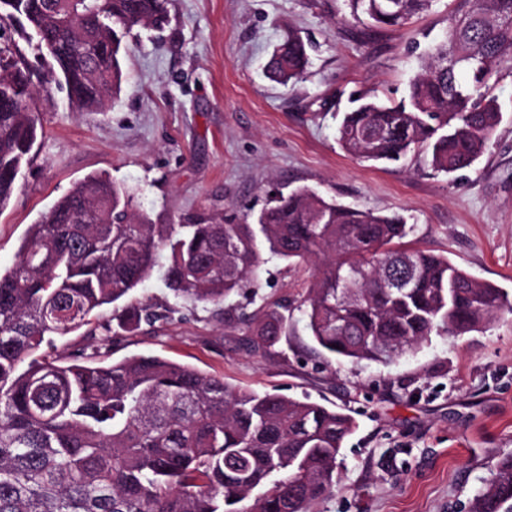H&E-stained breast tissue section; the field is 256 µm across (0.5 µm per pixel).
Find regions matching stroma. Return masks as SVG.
I'll list each match as a JSON object with an SVG mask.
<instances>
[{"mask_svg": "<svg viewBox=\"0 0 512 512\" xmlns=\"http://www.w3.org/2000/svg\"><path fill=\"white\" fill-rule=\"evenodd\" d=\"M459 0L360 43L343 0H170L163 33L139 31L123 55L120 94L102 112L72 107L49 80V57L0 20L34 72L32 107L42 134L0 211V269L17 261L30 224L89 174L139 190L156 224L221 209L243 217L271 193L307 186L405 218V245L448 258L512 292V75L494 88L495 140L450 174L423 158L373 165L345 152L336 128L352 91L400 97L448 29ZM313 46L302 80L268 78L288 30ZM315 269L270 259L256 304L289 305L291 325L273 354L253 356L218 306L176 300L162 271L133 292L169 311L161 330L121 333L113 359L152 352L229 384L333 403L356 423L335 487L316 512H470L471 501L512 454V316L463 336L441 335L388 365L320 363L298 309Z\"/></svg>", "mask_w": 512, "mask_h": 512, "instance_id": "obj_1", "label": "stroma"}]
</instances>
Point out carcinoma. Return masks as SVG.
Returning <instances> with one entry per match:
<instances>
[{
  "label": "carcinoma",
  "mask_w": 512,
  "mask_h": 512,
  "mask_svg": "<svg viewBox=\"0 0 512 512\" xmlns=\"http://www.w3.org/2000/svg\"><path fill=\"white\" fill-rule=\"evenodd\" d=\"M367 30L406 25L434 0H345ZM424 73L400 99L358 94L337 127L340 146L373 164L422 154L436 172L468 168L495 138L491 86L512 74V0H460ZM0 0L24 18L80 110L103 111L121 91L119 55L139 29L170 23L168 0ZM309 46L288 32L268 72L301 79ZM31 74L0 46V211L37 140ZM410 228L307 187L274 193L252 216L196 213L154 224L133 189L97 175L77 181L29 226L0 272V512H313L333 489L342 408L238 388L153 354L110 360L117 330L168 320L148 305L116 307L161 265L180 301L218 305L248 295L263 251L317 268L300 308L322 351L389 363L432 335L461 336L503 314L512 294L448 258L399 246ZM277 303L229 309L246 350L266 355L288 329ZM83 331L86 344L38 359ZM471 512H512V455Z\"/></svg>",
  "instance_id": "cac0c4a2"
}]
</instances>
